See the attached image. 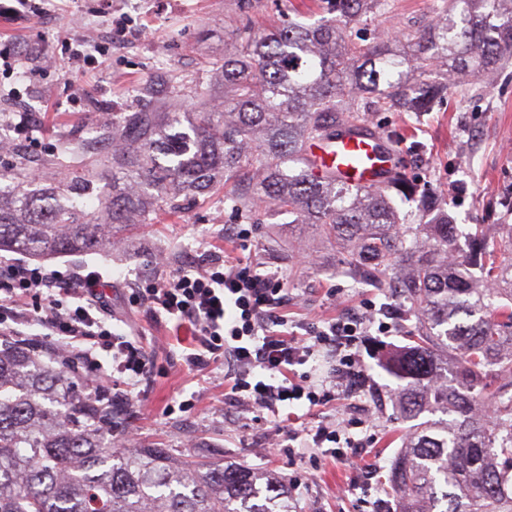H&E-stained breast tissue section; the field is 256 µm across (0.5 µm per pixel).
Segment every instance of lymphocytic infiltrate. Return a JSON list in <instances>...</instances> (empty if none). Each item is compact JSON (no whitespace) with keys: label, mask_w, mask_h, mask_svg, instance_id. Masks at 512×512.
<instances>
[{"label":"lymphocytic infiltrate","mask_w":512,"mask_h":512,"mask_svg":"<svg viewBox=\"0 0 512 512\" xmlns=\"http://www.w3.org/2000/svg\"><path fill=\"white\" fill-rule=\"evenodd\" d=\"M98 281L94 271L64 280L41 264L0 259V336L20 335L27 324L41 327L53 350L83 365L94 382L120 377L122 388L114 397L119 403L151 375L153 361L130 334L114 331ZM286 283L281 271L262 270L251 258L211 255L177 273L159 262L157 273L140 281L132 297L152 317L191 333L197 350L184 358L189 370L226 365L225 401L276 414L300 401L318 406L337 392L355 391L367 378L353 351L364 334V319H330L310 336L291 338L283 313ZM318 358L328 365L321 383L295 381V367ZM362 425L359 419H341L310 430L311 465L324 456L352 461L364 445L352 430Z\"/></svg>","instance_id":"1"}]
</instances>
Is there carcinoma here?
<instances>
[{"mask_svg": "<svg viewBox=\"0 0 512 512\" xmlns=\"http://www.w3.org/2000/svg\"><path fill=\"white\" fill-rule=\"evenodd\" d=\"M330 2L335 16L310 25L238 27L224 59L207 62L224 85L209 108L172 101L112 113L100 134L112 140V192L98 191L86 158L68 149L54 160L66 171L57 183L0 185V250L102 252L113 230L232 183V212L316 226L348 276L399 267L417 326L385 364L400 416L415 422L388 471L398 512H512V225L497 242L469 228L463 250L433 199L421 200L429 223H399L392 194L414 192L405 175L383 189L351 187L314 174L310 153L370 133L367 112H428L458 73L512 58V0H443L398 47L346 37L348 25L387 14L390 0ZM435 66L447 82L426 79ZM121 416L29 343H0V512H293L288 487L248 466L113 447Z\"/></svg>", "mask_w": 512, "mask_h": 512, "instance_id": "carcinoma-1", "label": "carcinoma"}]
</instances>
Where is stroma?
Instances as JSON below:
<instances>
[{"label": "stroma", "mask_w": 512, "mask_h": 512, "mask_svg": "<svg viewBox=\"0 0 512 512\" xmlns=\"http://www.w3.org/2000/svg\"><path fill=\"white\" fill-rule=\"evenodd\" d=\"M389 14L352 25L348 38L370 42L373 35L413 38L434 17L433 0H391ZM27 14H0V53L19 57L14 70L0 67V89L13 91L17 107L35 113L33 132H15L11 152L0 153V177L27 171L40 184L61 172L49 160L65 148L100 159L112 144L96 139L102 112H135L186 95L188 111L204 102L191 96L193 83L206 79L201 62L220 60L249 24L263 32L288 22L312 23L324 17L322 0H29ZM126 26L128 39L113 44L104 64L68 70L84 31L101 34ZM181 76L174 86L173 76ZM433 111L409 117L403 112H370L371 128L386 137L399 164L421 190L447 205L454 223L464 227L512 225V60L495 71L465 73ZM215 191L176 213L160 212L154 223L130 229L123 243L105 253L60 254L45 259L48 269L68 275L77 269L98 272L99 290L109 297L123 332L136 334L155 354L153 374L135 390L124 428L138 448H170L204 462H236L284 483L301 479L291 493L294 512H396L387 490L390 461L410 424L395 410L396 381L384 369L391 352L408 345L416 324L396 296L392 278L382 284L356 281L338 267L334 245L314 228H294L267 219L247 221L250 235L225 236L237 216ZM254 255L287 276L288 328L300 335L331 318L365 316L376 307L389 314L390 332L369 325L356 353L368 375L367 386L345 399L305 410L295 408L305 427L350 412L374 420L362 455L373 474L330 460L307 471L306 460L288 454V437L268 412L225 408L224 368L214 364L197 376L184 370L188 344L171 327L156 322L130 300L133 283L155 272L154 259L166 254L169 271L189 269L211 253ZM188 411H179L182 401Z\"/></svg>", "instance_id": "1"}]
</instances>
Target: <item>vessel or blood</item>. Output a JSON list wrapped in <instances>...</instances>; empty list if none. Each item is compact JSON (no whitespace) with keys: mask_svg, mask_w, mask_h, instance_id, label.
Returning a JSON list of instances; mask_svg holds the SVG:
<instances>
[{"mask_svg":"<svg viewBox=\"0 0 512 512\" xmlns=\"http://www.w3.org/2000/svg\"><path fill=\"white\" fill-rule=\"evenodd\" d=\"M311 151L321 167L340 172L352 186L381 187L399 169L394 151L381 136L344 135L330 146H312Z\"/></svg>","mask_w":512,"mask_h":512,"instance_id":"1","label":"vessel or blood"}]
</instances>
